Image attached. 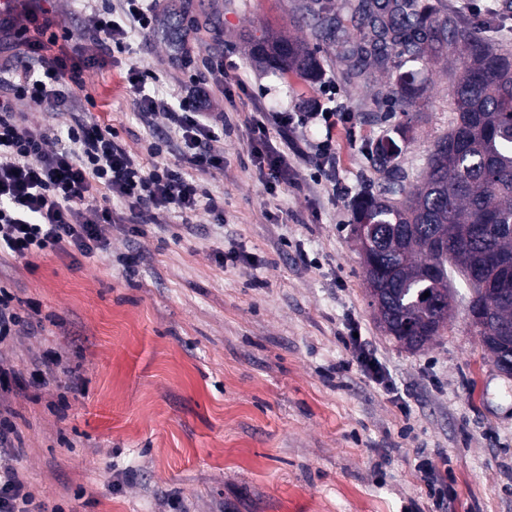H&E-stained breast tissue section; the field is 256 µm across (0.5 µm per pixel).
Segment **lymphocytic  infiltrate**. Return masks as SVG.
I'll use <instances>...</instances> for the list:
<instances>
[{"label": "lymphocytic infiltrate", "instance_id": "1", "mask_svg": "<svg viewBox=\"0 0 512 512\" xmlns=\"http://www.w3.org/2000/svg\"><path fill=\"white\" fill-rule=\"evenodd\" d=\"M160 6L161 0H120L119 8L98 10L96 30L125 52L132 34L154 31ZM28 17L26 32L16 29L12 9L0 11V44L12 50L0 94V254L27 258L69 248L86 257L103 247L100 225L144 224L160 211L188 217L203 208L222 218L223 207L194 178L224 168L223 154L211 147L224 117L207 111L204 95L171 105L144 93L148 72L128 69V83L142 92L137 105L143 119L164 113L184 146L177 168L161 162V141L153 143L148 160L139 161L108 126L71 125L52 134L26 125L24 107L71 108L72 87L92 64L86 57L51 53L41 38L51 25L47 10L30 8ZM321 119L325 136L314 150L323 177L336 165V130L351 135L355 125L348 112H325ZM294 122L291 113L261 106L246 121L251 161L267 194H277L292 174L289 146L274 140L270 129ZM14 435L13 413L0 406V512H49L17 467L23 450Z\"/></svg>", "mask_w": 512, "mask_h": 512}]
</instances>
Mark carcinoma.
<instances>
[{
  "mask_svg": "<svg viewBox=\"0 0 512 512\" xmlns=\"http://www.w3.org/2000/svg\"><path fill=\"white\" fill-rule=\"evenodd\" d=\"M357 23L351 27L332 16L317 15L314 32L336 42L353 63L351 76H365L369 60L387 64L425 63L452 53L460 60L454 77V126L440 136L427 157L426 175L415 189L394 164L405 141L402 129L375 147L377 162L389 169L387 182L354 209L378 225L382 253L379 268H364L370 304L387 335L397 341L421 336V350L445 326L452 310V274L480 292L476 272L497 283L490 297L487 328L471 323L474 335L498 372L512 378V280L487 266V254L512 269V51L491 43L460 18L440 15L423 0H352ZM260 55L288 71L308 74L314 58L301 43L279 38ZM433 238L455 246L445 254L429 247ZM429 296H424V293Z\"/></svg>",
  "mask_w": 512,
  "mask_h": 512,
  "instance_id": "obj_1",
  "label": "carcinoma"
}]
</instances>
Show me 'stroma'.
Instances as JSON below:
<instances>
[{
  "label": "stroma",
  "instance_id": "obj_1",
  "mask_svg": "<svg viewBox=\"0 0 512 512\" xmlns=\"http://www.w3.org/2000/svg\"><path fill=\"white\" fill-rule=\"evenodd\" d=\"M468 16L512 48V0H432ZM346 17L345 0H173L130 54L101 46L81 0H53L54 52L94 58L81 74L94 105L29 110L32 126H111L128 151L146 155L153 135L182 144L162 117L146 122L125 80L128 63L151 74L145 91L178 102L207 83L210 109L230 127L214 145L223 170L196 179L224 202V218L173 214L131 232L102 225L93 257L50 251L0 259V287L34 314L31 335L0 349L18 373L0 403L15 412L19 467L36 496L64 512H512V379L501 376L469 327L471 290L454 279V311L439 336L411 352L380 327L351 233L354 205L378 191L375 144L403 127L399 164L420 182L434 140L454 120L455 57L418 67L416 111L395 108L402 71L350 63L315 35L320 5ZM291 37L316 53L307 80L258 59L259 40ZM224 59L250 97L210 82ZM275 112H349L355 137L336 133V184L310 177L320 122L288 130L299 154L293 182L267 195L247 156L243 121L256 105ZM273 220H265L263 211ZM243 261L225 267L216 248ZM308 263H301L299 253ZM355 320L384 382L360 367L348 343ZM56 352L67 374L36 387L34 360ZM433 464L451 496L429 495L419 470Z\"/></svg>",
  "mask_w": 512,
  "mask_h": 512
}]
</instances>
